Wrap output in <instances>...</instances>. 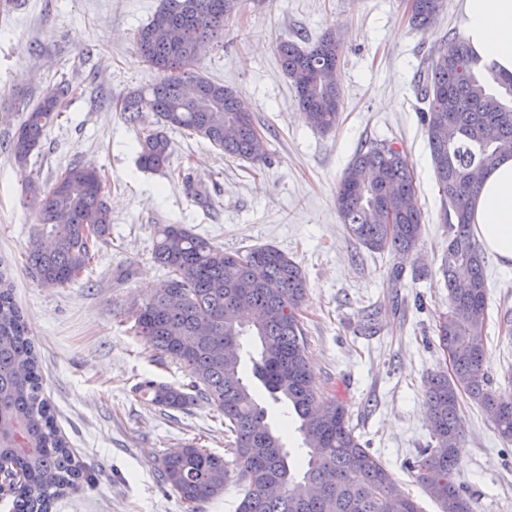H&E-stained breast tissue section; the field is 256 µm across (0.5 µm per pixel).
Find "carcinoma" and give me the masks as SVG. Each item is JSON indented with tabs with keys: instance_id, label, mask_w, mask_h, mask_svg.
<instances>
[{
	"instance_id": "1",
	"label": "carcinoma",
	"mask_w": 512,
	"mask_h": 512,
	"mask_svg": "<svg viewBox=\"0 0 512 512\" xmlns=\"http://www.w3.org/2000/svg\"><path fill=\"white\" fill-rule=\"evenodd\" d=\"M444 0H411L410 22L432 27ZM240 0H161L151 21L136 30L137 53L162 78L122 99L130 124L143 113L157 117L140 129L137 157L148 171L166 168L173 148L168 129H181L225 155L253 164L266 161L247 100L235 90L190 73L202 51L218 43ZM283 73L294 82L296 102L322 132L336 128L341 92L326 73L337 65L340 46L327 34L302 46L276 45ZM77 88L61 82L25 112L10 146L26 162ZM435 178L445 207L448 247L439 273L448 288V314L436 328L440 347L452 350L451 371L427 378L425 400L433 446L411 469L428 494L444 505L465 497L456 481L455 448L463 437L460 398L491 414L498 434L512 440V393L492 387L485 373L487 286L485 261L471 230L470 206L481 177L512 144V75L480 64L467 40L452 35L438 48L420 89ZM107 177L95 166L75 164L49 186L31 182L29 205L42 228L27 252L29 276L42 287L65 288L88 270L110 243L112 213ZM412 165L395 141L366 144L354 154L336 193L339 217L349 235L373 253L413 251L423 233ZM154 259L165 278L154 294L133 304L136 335L167 358L183 364L189 384L157 380L139 385L156 406L185 411L199 396L223 414L234 436L233 459L192 444L159 459L163 483L186 512L224 493L231 472L245 491L237 512H421L378 457L361 443L344 401L322 400L307 362L302 317L308 282L301 267L272 246L242 255L227 252L182 224L156 230ZM237 353L224 356V338ZM257 379L269 397L299 419L306 453L291 456L266 421L267 413L246 381ZM0 492L10 512H49L58 498L92 483L60 434L48 400L35 346L15 302L10 269L0 264Z\"/></svg>"
}]
</instances>
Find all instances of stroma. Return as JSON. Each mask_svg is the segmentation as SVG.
<instances>
[{"label":"stroma","mask_w":512,"mask_h":512,"mask_svg":"<svg viewBox=\"0 0 512 512\" xmlns=\"http://www.w3.org/2000/svg\"><path fill=\"white\" fill-rule=\"evenodd\" d=\"M160 0H21L0 10V258L11 269L15 299L35 344L56 424L94 480L56 500L51 512H184L157 471L161 456L202 443L224 453L221 412L198 399L187 412L161 409L138 390L144 378L174 385L188 375L159 362L135 336L128 309L147 299L163 271L152 258L157 225L183 224L225 251L270 245L303 269L308 359L325 397L342 399L367 447L423 512H441L409 464L432 445L425 402L429 372L448 370L435 333L448 311L438 268L448 244L442 199L425 127L419 75L448 36L462 31L460 0H445L431 29L409 24L410 0H243L219 48L198 72L250 103L267 149L254 165L224 157L204 140L169 130L167 168L137 162L139 127L118 102L157 80L133 33ZM340 37L338 126L306 121L275 46L325 32ZM85 93L67 102L38 156L18 164L9 145L25 105L62 81ZM402 143L416 175L424 230L404 256L372 253L347 232L336 210L340 179L361 144ZM101 168L108 180L112 243L83 281L47 289L25 271L39 215L27 205L29 182L51 185L72 163ZM207 193L188 194L181 175ZM402 264L399 281L390 271ZM424 265L426 275L412 269ZM488 321L485 370L512 391V266L485 256ZM465 433L458 483L474 512H512V441L470 400L461 403Z\"/></svg>","instance_id":"stroma-1"}]
</instances>
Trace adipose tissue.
<instances>
[{"label": "adipose tissue", "mask_w": 512, "mask_h": 512, "mask_svg": "<svg viewBox=\"0 0 512 512\" xmlns=\"http://www.w3.org/2000/svg\"><path fill=\"white\" fill-rule=\"evenodd\" d=\"M463 34L481 62L512 74V0H462ZM471 224L485 250L512 265V156L486 175L471 203Z\"/></svg>", "instance_id": "ef3b65f1"}]
</instances>
